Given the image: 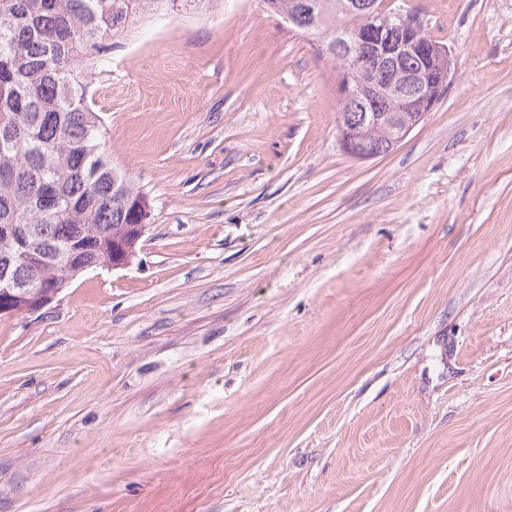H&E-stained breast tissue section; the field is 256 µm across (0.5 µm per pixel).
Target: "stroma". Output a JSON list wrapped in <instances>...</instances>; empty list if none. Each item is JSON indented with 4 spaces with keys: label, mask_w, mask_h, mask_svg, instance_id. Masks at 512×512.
Here are the masks:
<instances>
[{
    "label": "stroma",
    "mask_w": 512,
    "mask_h": 512,
    "mask_svg": "<svg viewBox=\"0 0 512 512\" xmlns=\"http://www.w3.org/2000/svg\"><path fill=\"white\" fill-rule=\"evenodd\" d=\"M451 50L386 156L262 0L102 41L146 193L126 268L0 315V512H512V0H392Z\"/></svg>",
    "instance_id": "35a3bbf8"
}]
</instances>
